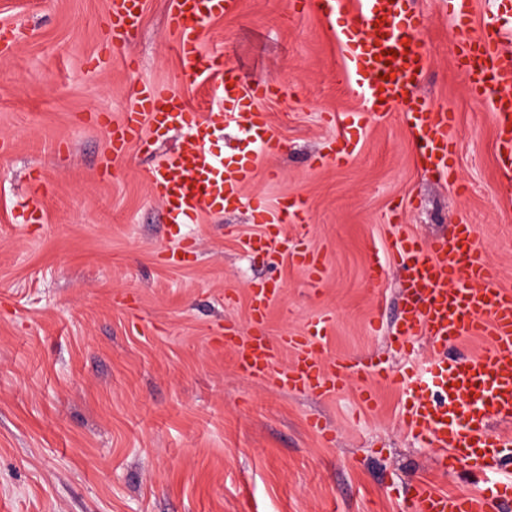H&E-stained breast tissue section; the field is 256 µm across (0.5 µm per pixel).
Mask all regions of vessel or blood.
Masks as SVG:
<instances>
[{
	"label": "vessel or blood",
	"mask_w": 512,
	"mask_h": 512,
	"mask_svg": "<svg viewBox=\"0 0 512 512\" xmlns=\"http://www.w3.org/2000/svg\"><path fill=\"white\" fill-rule=\"evenodd\" d=\"M493 8L482 26L473 24V0H442L455 32L454 57L466 78L472 101L484 105L497 127L496 156L500 192L512 196V54L503 39L512 32V0H492ZM236 0H171L168 26L181 59L183 82L198 83L204 76H219V102L197 111L173 88L143 83L125 101L123 117L110 122L113 156L130 147L147 145L148 134L180 127L185 145L175 156L150 169L148 182L161 201L168 224H193L205 211L220 212L243 204L242 189L252 181L250 158L217 153L212 143L225 128L238 129L253 149L277 145L267 112L260 100L281 94L276 81L243 85L223 71V50L204 51L203 24L232 10ZM295 13L313 10L334 22L342 46V77L353 91L374 103L378 113L395 106L407 110L408 129L426 170L456 184V142L452 131L457 114L416 93L427 55L416 37L423 23L408 0H356L352 17L340 19L341 0H293ZM112 37L123 40L140 25V0H110ZM363 113L349 112L338 121L340 130L330 143L336 164L350 161L355 152L350 129L360 127ZM253 208L264 226L248 249L266 250L285 243L284 229L305 220L306 202L293 196L273 212L262 203ZM402 266L407 299L395 330V342L408 352L418 335L427 336L432 348L443 349L472 336L484 337L486 347L460 361L444 357L431 362L430 381L411 382L407 374L395 380L407 388L406 427L428 447L437 449V463L448 471L467 466L484 478L497 460L512 453V440L493 432L494 419L512 418V290L496 285V270L485 251L472 238V227L458 224L445 235L422 239L404 237L391 252ZM253 316L247 334L225 337L238 352L242 371L251 378L274 377L280 387L329 396L341 388L347 368L339 361L324 363L319 340L329 327L320 319L304 335L271 340L264 332V315L275 289L251 288ZM290 349L294 359L288 370H278L280 350ZM512 501V480L486 481L481 491L448 495L429 484L415 485L413 512H496Z\"/></svg>",
	"instance_id": "1"
}]
</instances>
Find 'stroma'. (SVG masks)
Wrapping results in <instances>:
<instances>
[{"label":"stroma","mask_w":512,"mask_h":512,"mask_svg":"<svg viewBox=\"0 0 512 512\" xmlns=\"http://www.w3.org/2000/svg\"><path fill=\"white\" fill-rule=\"evenodd\" d=\"M142 2L141 25L116 43L108 0H0L11 33L0 47V512H409L421 481L474 491L466 469L440 471L436 450L408 434L407 396L383 377L424 375L434 356L422 336L404 357L384 330L405 300L396 264L381 287L365 277L370 252L467 223L512 289L493 118L467 95L439 0H416L420 93L458 114L462 195L421 166L402 107L378 115L341 79L325 19L293 14L290 0H238L206 23L205 49L223 46L243 82L283 90L262 104L283 148L259 158L243 195L271 211L301 195L309 217L287 227V249L267 252L245 246L264 230L246 207L164 224L147 172L179 150L181 132L103 169L109 130L91 114L120 117L146 81L180 87L170 0ZM353 110L365 114L353 159L322 161L338 133L325 113ZM32 199L43 223H17ZM291 248L319 254V283ZM261 280L278 290L271 339L332 316L321 355L349 366L334 395L239 371L224 331L247 332Z\"/></svg>","instance_id":"35a3bbf8"}]
</instances>
